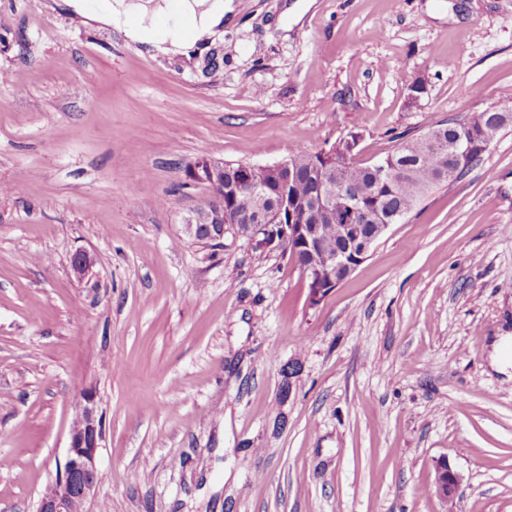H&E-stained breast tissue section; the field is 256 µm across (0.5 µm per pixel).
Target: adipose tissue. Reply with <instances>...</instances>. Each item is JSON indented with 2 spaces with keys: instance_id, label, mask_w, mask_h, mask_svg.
Instances as JSON below:
<instances>
[{
  "instance_id": "obj_1",
  "label": "adipose tissue",
  "mask_w": 512,
  "mask_h": 512,
  "mask_svg": "<svg viewBox=\"0 0 512 512\" xmlns=\"http://www.w3.org/2000/svg\"><path fill=\"white\" fill-rule=\"evenodd\" d=\"M63 2L86 21L122 30L130 42L183 56L196 45L189 31L215 34L233 11L232 0H109L98 11L86 0Z\"/></svg>"
}]
</instances>
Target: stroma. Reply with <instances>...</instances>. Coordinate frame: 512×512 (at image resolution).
I'll return each mask as SVG.
<instances>
[{"instance_id":"35a3bbf8","label":"stroma","mask_w":512,"mask_h":512,"mask_svg":"<svg viewBox=\"0 0 512 512\" xmlns=\"http://www.w3.org/2000/svg\"><path fill=\"white\" fill-rule=\"evenodd\" d=\"M292 2L234 0L188 61L63 0H0V512H37L88 390L85 512H512V378L491 365L512 130L314 306L289 256L182 231L198 157L274 164L355 133L370 164L512 107V0H317L286 30ZM437 479L434 482L435 494L444 501H451L457 493L461 476L450 466L448 459L437 463Z\"/></svg>"}]
</instances>
